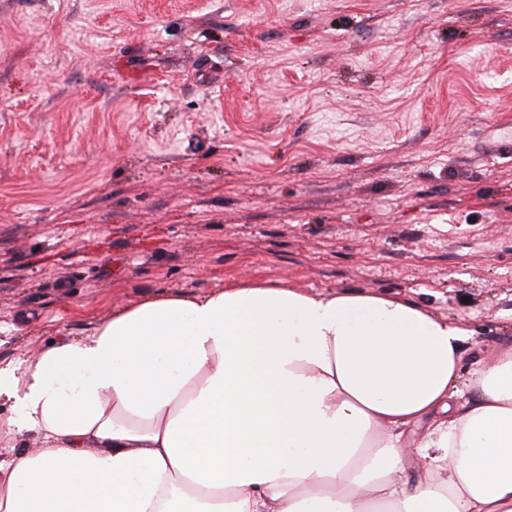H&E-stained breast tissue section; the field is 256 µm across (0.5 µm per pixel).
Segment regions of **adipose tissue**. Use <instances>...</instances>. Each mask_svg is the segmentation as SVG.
Returning a JSON list of instances; mask_svg holds the SVG:
<instances>
[{
	"label": "adipose tissue",
	"instance_id": "adipose-tissue-1",
	"mask_svg": "<svg viewBox=\"0 0 512 512\" xmlns=\"http://www.w3.org/2000/svg\"><path fill=\"white\" fill-rule=\"evenodd\" d=\"M409 302L236 283L0 368V512H512V345ZM435 425L405 465L406 434ZM42 446V437L34 432L1 435L0 457H13L17 454L32 453Z\"/></svg>",
	"mask_w": 512,
	"mask_h": 512
}]
</instances>
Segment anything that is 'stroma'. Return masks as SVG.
Here are the masks:
<instances>
[{"label":"stroma","mask_w":512,"mask_h":512,"mask_svg":"<svg viewBox=\"0 0 512 512\" xmlns=\"http://www.w3.org/2000/svg\"><path fill=\"white\" fill-rule=\"evenodd\" d=\"M241 282L512 343V0H0V367Z\"/></svg>","instance_id":"obj_1"}]
</instances>
